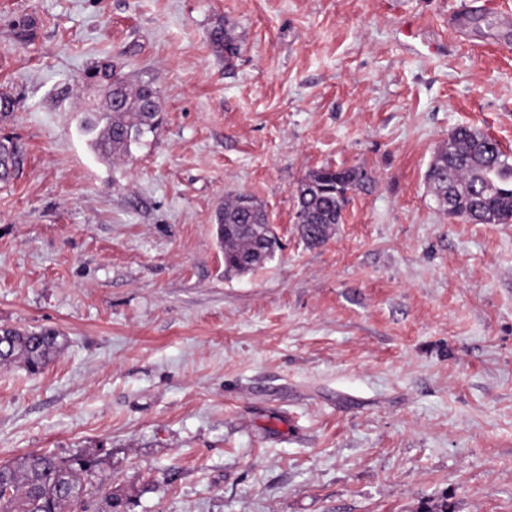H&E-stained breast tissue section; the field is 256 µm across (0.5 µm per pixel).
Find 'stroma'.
Instances as JSON below:
<instances>
[{
  "label": "stroma",
  "instance_id": "1",
  "mask_svg": "<svg viewBox=\"0 0 512 512\" xmlns=\"http://www.w3.org/2000/svg\"><path fill=\"white\" fill-rule=\"evenodd\" d=\"M512 0H0V464L96 456L128 512H512V224L425 181L459 126L512 155ZM232 40L218 44L215 33ZM152 84L131 159L81 129L92 66ZM364 171L326 241L295 189ZM246 193L278 238L224 268ZM19 146L8 138L0 139V180H6L13 169L20 164ZM216 220L225 270L245 274L272 259L277 237L266 229L267 211L250 195L239 193L228 200ZM65 346L66 337L56 329L0 327V364L21 363L32 374L40 372Z\"/></svg>",
  "mask_w": 512,
  "mask_h": 512
}]
</instances>
